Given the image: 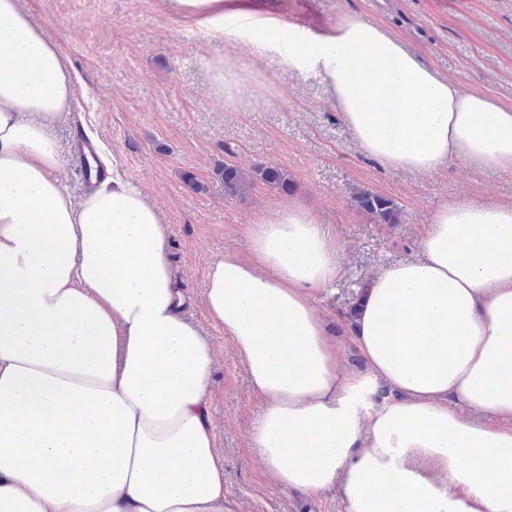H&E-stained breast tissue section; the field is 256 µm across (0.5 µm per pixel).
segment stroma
Returning <instances> with one entry per match:
<instances>
[{"label":"stroma","mask_w":512,"mask_h":512,"mask_svg":"<svg viewBox=\"0 0 512 512\" xmlns=\"http://www.w3.org/2000/svg\"><path fill=\"white\" fill-rule=\"evenodd\" d=\"M24 4L82 85L71 115L54 131L68 157L62 180L82 196L70 155L77 141L93 139L165 216L172 261L190 297L185 313L217 353L210 415L232 512H340L334 492L294 493L266 471L251 441L261 404L231 339L206 317L209 266L225 251L248 253V224L283 196L259 180L245 194L225 193V163L247 174L261 165L288 171L294 196L339 244L342 278L334 292L319 295L318 307L332 338L347 348L348 369L362 366L347 346L345 319L358 289L386 263L418 254L420 234L439 205L512 203V172L457 161L422 175L384 167L344 126L320 77L288 72L273 52L250 57L242 39L206 36L167 0ZM245 9L315 35L334 31L346 15H362L439 75L512 107V0H245ZM220 60L243 71L241 111H228L212 91L211 66ZM358 189L392 198L400 223L379 224L359 210L352 200Z\"/></svg>","instance_id":"obj_1"}]
</instances>
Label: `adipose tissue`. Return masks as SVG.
<instances>
[{
  "label": "adipose tissue",
  "mask_w": 512,
  "mask_h": 512,
  "mask_svg": "<svg viewBox=\"0 0 512 512\" xmlns=\"http://www.w3.org/2000/svg\"><path fill=\"white\" fill-rule=\"evenodd\" d=\"M218 38L238 0H175ZM237 33L318 72L383 166L512 171V109L420 63L360 15L316 42ZM78 81L22 0H0V512H230L210 397L215 352L183 315L168 226L133 182L74 200L52 130ZM207 272L205 308L263 405L275 481L343 512H512V204L440 205L417 257L367 286L344 346L315 305L339 248L295 198Z\"/></svg>",
  "instance_id": "adipose-tissue-1"
}]
</instances>
